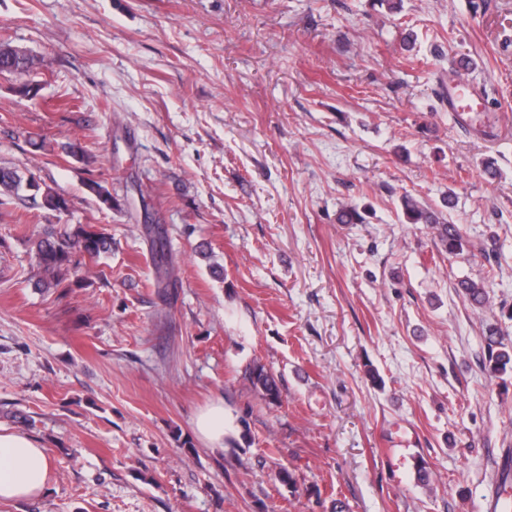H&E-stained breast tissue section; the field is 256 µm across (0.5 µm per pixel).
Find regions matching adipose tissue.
<instances>
[{
  "mask_svg": "<svg viewBox=\"0 0 512 512\" xmlns=\"http://www.w3.org/2000/svg\"><path fill=\"white\" fill-rule=\"evenodd\" d=\"M229 421L224 402L218 399L196 413L194 429L210 447L220 449ZM50 474V454L45 445L19 431L0 432V503L41 496Z\"/></svg>",
  "mask_w": 512,
  "mask_h": 512,
  "instance_id": "1",
  "label": "adipose tissue"
}]
</instances>
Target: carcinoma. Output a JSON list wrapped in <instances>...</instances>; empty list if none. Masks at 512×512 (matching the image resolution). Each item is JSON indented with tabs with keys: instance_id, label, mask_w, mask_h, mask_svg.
Segmentation results:
<instances>
[{
	"instance_id": "cac0c4a2",
	"label": "carcinoma",
	"mask_w": 512,
	"mask_h": 512,
	"mask_svg": "<svg viewBox=\"0 0 512 512\" xmlns=\"http://www.w3.org/2000/svg\"><path fill=\"white\" fill-rule=\"evenodd\" d=\"M33 59L21 49L8 43H0V74H28L33 70ZM32 174L25 170L0 165V205L7 204L13 198L21 197L25 184L30 182ZM88 191L95 195L103 205H112V194L103 183L94 178L86 181ZM43 208L61 212L67 200L51 187L36 185ZM405 223L425 224L434 233V243L438 251L451 256L460 255L468 246L459 225L446 218L443 212L419 202L406 194L401 198ZM363 215L352 206H345L336 213L338 224H361ZM155 258V286L166 291L176 286L174 265L168 245L166 228L153 224ZM31 249L37 263L40 285L46 288H81L87 280L89 268L86 261L97 260L112 251V236L104 229L92 224H79L69 232H59L49 224L31 240ZM463 298L476 308H482L489 302L485 283L469 278L458 281ZM487 351L483 367L495 375L512 366V348L498 340V329L488 327L486 335ZM250 384L259 389L269 401L280 398V388L275 376L261 364H253L246 370Z\"/></svg>"
}]
</instances>
